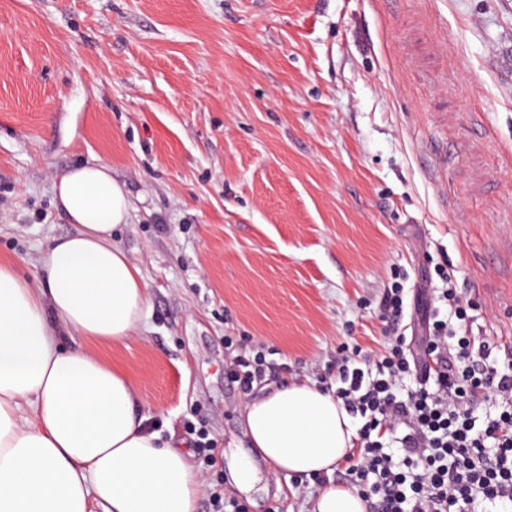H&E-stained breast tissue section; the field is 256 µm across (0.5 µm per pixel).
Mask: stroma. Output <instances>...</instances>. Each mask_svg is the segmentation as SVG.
Returning a JSON list of instances; mask_svg holds the SVG:
<instances>
[{
  "label": "stroma",
  "instance_id": "stroma-1",
  "mask_svg": "<svg viewBox=\"0 0 512 512\" xmlns=\"http://www.w3.org/2000/svg\"><path fill=\"white\" fill-rule=\"evenodd\" d=\"M84 163L128 190L149 289L136 336L92 350L174 446L207 429L203 485L246 512H311L317 486L237 490L226 337L265 384L332 380L339 346L384 352L392 275L419 289L443 253L469 336L512 349V0H0V259L30 280ZM187 434L195 435L191 445L197 455V459L207 467H212L216 463V450L212 439L208 438L209 434L202 428L197 429L194 424H187Z\"/></svg>",
  "mask_w": 512,
  "mask_h": 512
}]
</instances>
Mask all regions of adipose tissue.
I'll list each match as a JSON object with an SVG mask.
<instances>
[{
    "mask_svg": "<svg viewBox=\"0 0 512 512\" xmlns=\"http://www.w3.org/2000/svg\"><path fill=\"white\" fill-rule=\"evenodd\" d=\"M54 197L74 230L44 250L39 283L0 261V512H197L200 474L137 416L125 374L83 345L129 339L148 304L114 237L128 192L94 163ZM244 417L276 473L329 474L354 447L341 402L311 383L274 387Z\"/></svg>",
    "mask_w": 512,
    "mask_h": 512,
    "instance_id": "obj_1",
    "label": "adipose tissue"
}]
</instances>
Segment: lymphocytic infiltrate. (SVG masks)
I'll return each mask as SVG.
<instances>
[{
    "label": "lymphocytic infiltrate",
    "mask_w": 512,
    "mask_h": 512,
    "mask_svg": "<svg viewBox=\"0 0 512 512\" xmlns=\"http://www.w3.org/2000/svg\"><path fill=\"white\" fill-rule=\"evenodd\" d=\"M434 271L436 303L424 309L417 336L406 335L408 292L397 277L379 301L386 354L364 365L337 352L336 397L361 420L359 458L347 474L367 512H479L484 504L512 512V358L492 360L489 343L461 334L472 305L449 262ZM408 377L415 386L402 389ZM493 394L498 413L481 414ZM400 426L396 460L382 433Z\"/></svg>",
    "instance_id": "1"
}]
</instances>
